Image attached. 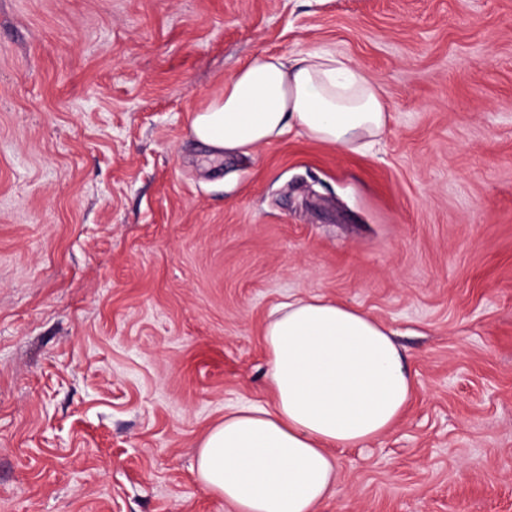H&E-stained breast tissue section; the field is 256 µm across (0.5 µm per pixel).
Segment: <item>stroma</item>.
<instances>
[{
    "label": "stroma",
    "instance_id": "stroma-1",
    "mask_svg": "<svg viewBox=\"0 0 512 512\" xmlns=\"http://www.w3.org/2000/svg\"><path fill=\"white\" fill-rule=\"evenodd\" d=\"M311 47L381 85L371 148L191 138ZM313 295L417 380L318 512H512V0H0V512H227L198 447Z\"/></svg>",
    "mask_w": 512,
    "mask_h": 512
}]
</instances>
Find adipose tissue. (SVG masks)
Listing matches in <instances>:
<instances>
[{
    "label": "adipose tissue",
    "mask_w": 512,
    "mask_h": 512,
    "mask_svg": "<svg viewBox=\"0 0 512 512\" xmlns=\"http://www.w3.org/2000/svg\"><path fill=\"white\" fill-rule=\"evenodd\" d=\"M387 121L381 86L319 47L254 55L192 111L189 129L211 156H248L292 131L355 150ZM263 336L270 399L225 410L201 442L197 477L230 512H316L334 495L332 448L393 429L415 381L392 331L334 300L289 299Z\"/></svg>",
    "instance_id": "obj_1"
}]
</instances>
